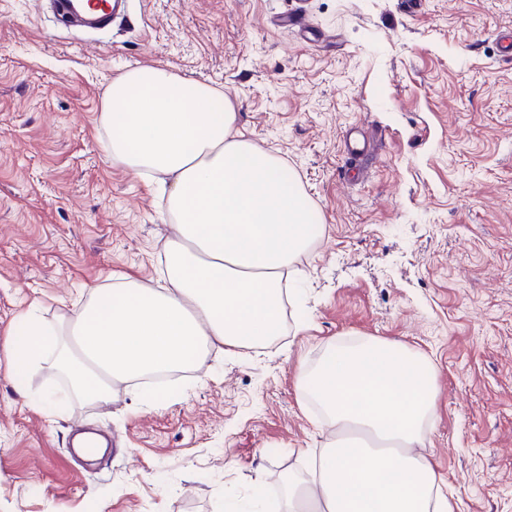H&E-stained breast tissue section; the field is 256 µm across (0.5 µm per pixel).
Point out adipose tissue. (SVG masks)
Wrapping results in <instances>:
<instances>
[{
  "label": "adipose tissue",
  "mask_w": 512,
  "mask_h": 512,
  "mask_svg": "<svg viewBox=\"0 0 512 512\" xmlns=\"http://www.w3.org/2000/svg\"><path fill=\"white\" fill-rule=\"evenodd\" d=\"M235 122L216 89L165 68L113 79L102 113L113 161L167 179L166 282L143 288L115 275L91 287L68 321L75 362L20 317L5 343L15 377L54 349L74 395L105 402L115 385L282 334L283 281L323 226L282 162L236 137ZM301 377L330 437L310 477H289L286 512H453L420 452L437 405L414 353L365 339L329 348Z\"/></svg>",
  "instance_id": "ef3b65f1"
}]
</instances>
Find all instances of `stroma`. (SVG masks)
Listing matches in <instances>:
<instances>
[{
	"label": "stroma",
	"instance_id": "stroma-1",
	"mask_svg": "<svg viewBox=\"0 0 512 512\" xmlns=\"http://www.w3.org/2000/svg\"><path fill=\"white\" fill-rule=\"evenodd\" d=\"M127 2L89 36L0 0V512H285L324 443L299 373L363 338L432 369L423 453L455 512H512V0ZM137 65L218 89L324 230L284 335L86 403L43 360L14 382L3 343L25 313L65 329L112 275L162 282L173 219L101 124Z\"/></svg>",
	"mask_w": 512,
	"mask_h": 512
}]
</instances>
